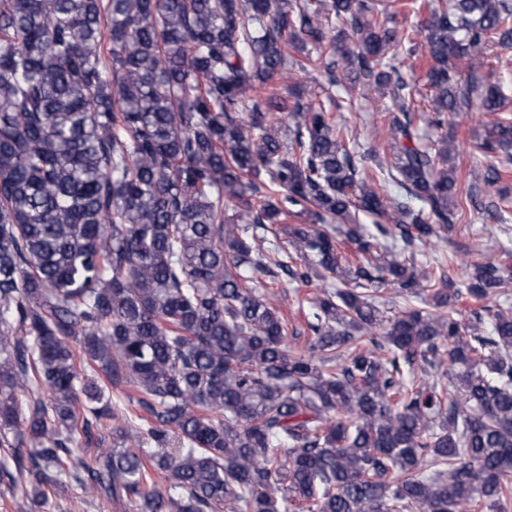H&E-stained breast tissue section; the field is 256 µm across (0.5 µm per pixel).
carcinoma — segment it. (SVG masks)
I'll return each instance as SVG.
<instances>
[{
  "mask_svg": "<svg viewBox=\"0 0 512 512\" xmlns=\"http://www.w3.org/2000/svg\"><path fill=\"white\" fill-rule=\"evenodd\" d=\"M393 8L0 0L1 486L40 504L54 469L138 512H499L512 498V312L488 310L485 333L455 309L464 292L501 295L512 266L484 254L461 290L356 224L349 259L332 227L369 213L410 248L461 218L455 141L424 148L414 121L438 129L470 107L462 64L492 38L512 48V0L430 7L434 95L418 115L414 86L383 66L412 41ZM290 57L346 98L245 95L293 79ZM357 98L393 113L390 153L347 146L333 111ZM504 104L484 88L483 113ZM478 147L495 185L512 120ZM377 172L420 206L379 191ZM275 267L341 284L310 299L304 352L258 292ZM391 284L418 305L385 316L370 297ZM418 360L446 381L408 384ZM118 387L142 417L112 406Z\"/></svg>",
  "mask_w": 512,
  "mask_h": 512,
  "instance_id": "carcinoma-1",
  "label": "carcinoma"
}]
</instances>
